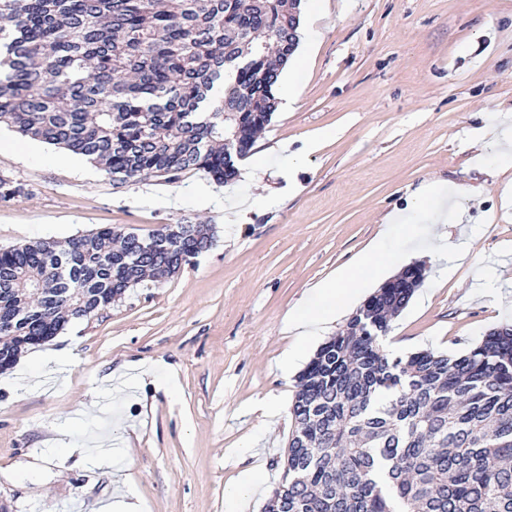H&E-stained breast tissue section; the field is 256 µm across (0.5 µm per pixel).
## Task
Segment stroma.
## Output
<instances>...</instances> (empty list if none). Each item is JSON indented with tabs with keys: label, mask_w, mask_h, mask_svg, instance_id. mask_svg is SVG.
I'll return each instance as SVG.
<instances>
[{
	"label": "stroma",
	"mask_w": 512,
	"mask_h": 512,
	"mask_svg": "<svg viewBox=\"0 0 512 512\" xmlns=\"http://www.w3.org/2000/svg\"><path fill=\"white\" fill-rule=\"evenodd\" d=\"M318 7L323 37L281 75L298 98L257 137L256 180L221 187L190 171L121 183L43 142L33 158L29 138L0 127V178L25 188L0 202V249L109 226L216 228L177 274L72 322L21 376L0 372L9 512H76L127 490L144 512H226L257 465L267 482L248 512H262L293 429L290 413L253 410L294 394L278 365L292 343L284 319L373 239L387 276L426 268L383 341L390 354L454 358L512 325V0ZM427 183L449 257L468 254L448 277L410 201Z\"/></svg>",
	"instance_id": "obj_1"
}]
</instances>
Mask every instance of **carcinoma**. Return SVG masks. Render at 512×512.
<instances>
[{
  "mask_svg": "<svg viewBox=\"0 0 512 512\" xmlns=\"http://www.w3.org/2000/svg\"><path fill=\"white\" fill-rule=\"evenodd\" d=\"M293 0H0V125L114 181L238 177L296 49ZM210 224L106 227L0 251V370L214 242ZM426 277L403 268L297 377L263 512H512V328L456 358L381 337Z\"/></svg>",
  "mask_w": 512,
  "mask_h": 512,
  "instance_id": "obj_1",
  "label": "carcinoma"
}]
</instances>
